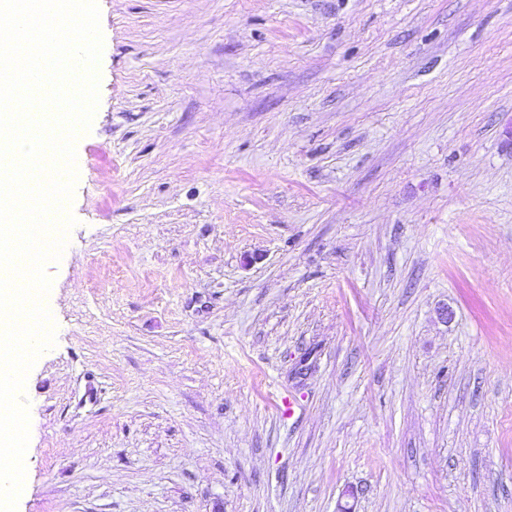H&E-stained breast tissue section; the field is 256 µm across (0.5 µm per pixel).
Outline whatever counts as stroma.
<instances>
[{
    "label": "stroma",
    "mask_w": 512,
    "mask_h": 512,
    "mask_svg": "<svg viewBox=\"0 0 512 512\" xmlns=\"http://www.w3.org/2000/svg\"><path fill=\"white\" fill-rule=\"evenodd\" d=\"M98 6L17 512H512V0Z\"/></svg>",
    "instance_id": "35a3bbf8"
}]
</instances>
